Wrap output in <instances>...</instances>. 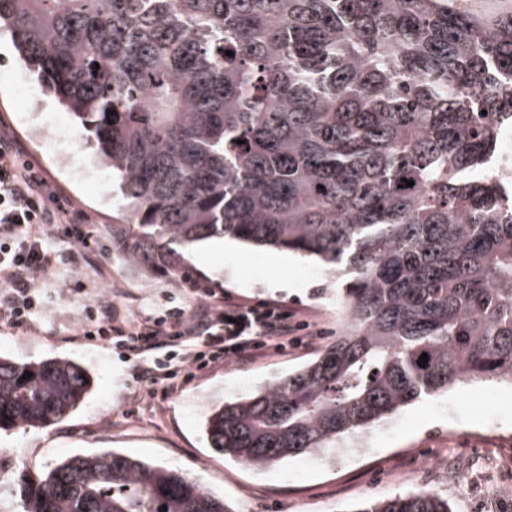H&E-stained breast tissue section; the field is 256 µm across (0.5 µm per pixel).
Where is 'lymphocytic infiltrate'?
I'll return each mask as SVG.
<instances>
[{
	"label": "lymphocytic infiltrate",
	"instance_id": "f902f5d3",
	"mask_svg": "<svg viewBox=\"0 0 512 512\" xmlns=\"http://www.w3.org/2000/svg\"><path fill=\"white\" fill-rule=\"evenodd\" d=\"M19 152L0 133V327L13 331L31 329L46 315L40 283L61 264L57 242L82 248L86 260L96 255L90 217L58 203L52 185L20 164ZM75 334L132 359L137 382L168 394L227 362L308 348L324 329L286 303H238L201 287L191 308L169 305L123 318L103 297L84 306Z\"/></svg>",
	"mask_w": 512,
	"mask_h": 512
}]
</instances>
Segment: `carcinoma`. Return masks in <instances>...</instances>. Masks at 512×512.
Listing matches in <instances>:
<instances>
[{
  "label": "carcinoma",
  "mask_w": 512,
  "mask_h": 512,
  "mask_svg": "<svg viewBox=\"0 0 512 512\" xmlns=\"http://www.w3.org/2000/svg\"><path fill=\"white\" fill-rule=\"evenodd\" d=\"M0 25L92 132L137 218L108 226L130 260L175 268L227 236L348 277L323 354L211 408L216 453L326 454L457 382H512V185L491 169L512 0H0ZM90 389L72 359L0 355V430L45 427ZM21 494L25 512H230L114 450ZM356 512L452 510L423 490Z\"/></svg>",
  "instance_id": "carcinoma-1"
}]
</instances>
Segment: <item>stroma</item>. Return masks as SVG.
Listing matches in <instances>:
<instances>
[{"instance_id":"obj_1","label":"stroma","mask_w":512,"mask_h":512,"mask_svg":"<svg viewBox=\"0 0 512 512\" xmlns=\"http://www.w3.org/2000/svg\"><path fill=\"white\" fill-rule=\"evenodd\" d=\"M7 31L0 30V130L21 148V162L50 180L61 201L92 215L95 262L61 242L65 260L53 279L48 321L20 333L0 332V355L18 362L62 356L93 376L84 402L45 428L15 427L0 433V512H24L20 489L54 464L75 455L115 450L146 462L182 470L209 492L224 498L231 512H351L363 503L414 493L447 498L453 512H512V384L465 381L448 391L403 407L372 426L361 453H340L328 465L304 455L255 470L216 454L203 434L210 408L245 395L275 377H284L322 353L343 322L336 290L343 279L313 259H290L267 279L270 262L282 251L232 243L211 254V242L186 255L184 275L161 263L151 271L128 261L105 230L134 218L97 164L90 133L72 117L50 126L23 112L24 100L45 103L48 95L21 62ZM80 152L93 164L87 181L63 163ZM115 289L117 310L135 314L175 299L189 308L196 294L188 280L238 302L276 300L311 316L326 334L306 349L251 364L229 362L200 372L173 394L133 402V364L118 352L77 339L73 327L101 279Z\"/></svg>"}]
</instances>
